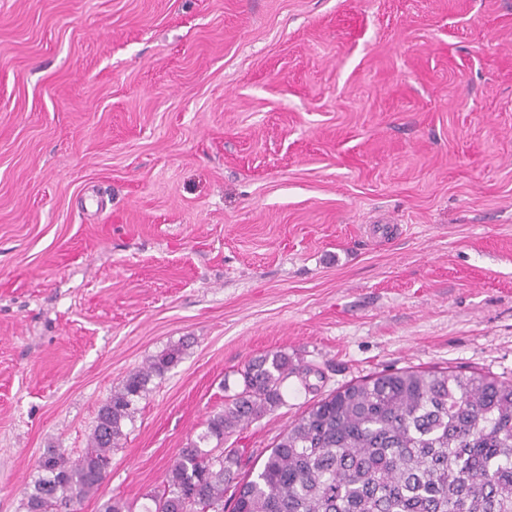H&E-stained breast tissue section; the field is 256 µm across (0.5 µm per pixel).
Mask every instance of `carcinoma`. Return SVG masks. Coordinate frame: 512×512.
Returning <instances> with one entry per match:
<instances>
[{
    "label": "carcinoma",
    "instance_id": "1",
    "mask_svg": "<svg viewBox=\"0 0 512 512\" xmlns=\"http://www.w3.org/2000/svg\"><path fill=\"white\" fill-rule=\"evenodd\" d=\"M172 344L131 371L100 406L84 453L49 448L24 512H71L94 497L149 384L181 360ZM311 369L282 351L250 359L242 388L180 449L144 512H512V381L478 371L364 377L290 423L256 474L224 440L284 404L288 377ZM216 441L213 447L205 445Z\"/></svg>",
    "mask_w": 512,
    "mask_h": 512
}]
</instances>
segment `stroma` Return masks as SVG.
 <instances>
[{
  "label": "stroma",
  "instance_id": "1",
  "mask_svg": "<svg viewBox=\"0 0 512 512\" xmlns=\"http://www.w3.org/2000/svg\"><path fill=\"white\" fill-rule=\"evenodd\" d=\"M190 338L98 497L141 501L252 357L512 379V0H0V512Z\"/></svg>",
  "mask_w": 512,
  "mask_h": 512
}]
</instances>
